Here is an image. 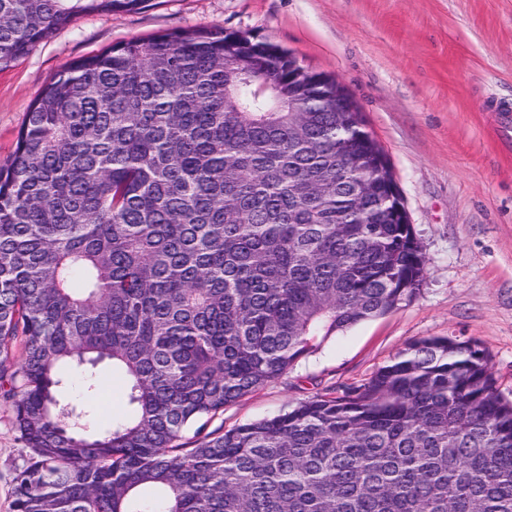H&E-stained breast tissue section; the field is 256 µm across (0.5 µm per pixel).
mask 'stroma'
Wrapping results in <instances>:
<instances>
[{"label":"stroma","mask_w":512,"mask_h":512,"mask_svg":"<svg viewBox=\"0 0 512 512\" xmlns=\"http://www.w3.org/2000/svg\"><path fill=\"white\" fill-rule=\"evenodd\" d=\"M187 29L235 30L338 77L387 152L426 257L409 304L330 338L279 378L225 407L207 430L288 411L325 389L361 383L410 343L433 336L485 349L512 400V141L489 103L512 102V0H147L133 12L80 16L0 69V165L30 105L68 63ZM85 398L69 372L62 403H87L89 432L123 419L124 378L101 365ZM27 461L0 402V512Z\"/></svg>","instance_id":"35a3bbf8"}]
</instances>
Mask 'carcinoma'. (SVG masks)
Returning a JSON list of instances; mask_svg holds the SVG:
<instances>
[{
	"label": "carcinoma",
	"mask_w": 512,
	"mask_h": 512,
	"mask_svg": "<svg viewBox=\"0 0 512 512\" xmlns=\"http://www.w3.org/2000/svg\"><path fill=\"white\" fill-rule=\"evenodd\" d=\"M145 0H0V67ZM288 54L185 30L73 61L0 166V401L28 450L12 512H512V400L486 351L418 340L272 418L199 421L411 301L426 260ZM103 361L131 415L98 435L60 366Z\"/></svg>",
	"instance_id": "cac0c4a2"
}]
</instances>
